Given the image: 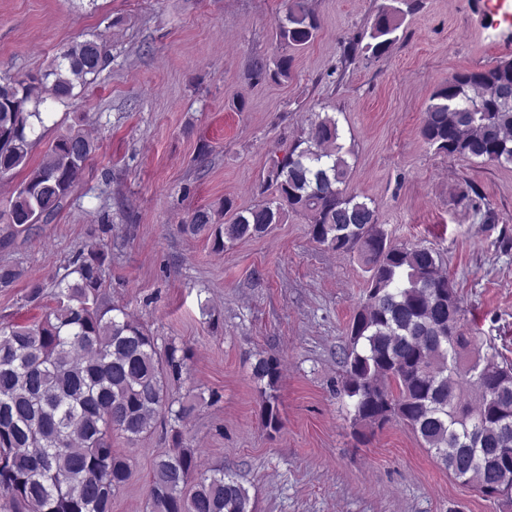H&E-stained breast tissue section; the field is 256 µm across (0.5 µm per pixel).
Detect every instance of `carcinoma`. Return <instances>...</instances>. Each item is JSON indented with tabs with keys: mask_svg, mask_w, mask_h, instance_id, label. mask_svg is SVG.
I'll return each mask as SVG.
<instances>
[{
	"mask_svg": "<svg viewBox=\"0 0 512 512\" xmlns=\"http://www.w3.org/2000/svg\"><path fill=\"white\" fill-rule=\"evenodd\" d=\"M419 8L418 0L382 7L369 32L347 42L340 64L360 52L387 55L400 40L405 16ZM319 29L305 0H288L276 25L284 53L271 65L257 63L255 76L288 77L293 57L287 50L310 43ZM106 62L104 44L92 35L55 55L38 79L41 99L25 81L0 78V176L26 171L0 210V224L23 232L63 207L97 144L73 127L49 143L39 164L29 165L45 129L40 106L48 96L71 97ZM421 135L448 155L512 164V59L451 75L431 95ZM339 139L336 119L312 122L288 154L273 161L262 187L271 197L222 224L209 210L196 209L180 232L204 235L220 250L268 234L291 212L308 217L316 243L358 251L368 277L348 324L340 388L354 422L412 429L455 480L492 499L487 489L497 475L490 459L499 456L512 472V363L470 355L476 343L464 327L463 301L441 271L439 255L387 241L374 201L343 188L350 165ZM482 200L472 185L459 194L461 204L495 222ZM106 261L103 249H88L38 320L0 327V512H112L114 496L130 477L127 459L112 448V433L131 441L147 436L163 409L173 415L172 447L154 462L147 512H255L248 489L224 468L196 473L197 450L184 445L180 427L194 406L170 394L186 351L173 342L159 350L149 329L108 302ZM252 375L274 390L281 360L257 354ZM261 416L265 427L279 428L271 393L262 395Z\"/></svg>",
	"mask_w": 512,
	"mask_h": 512,
	"instance_id": "cac0c4a2",
	"label": "carcinoma"
}]
</instances>
